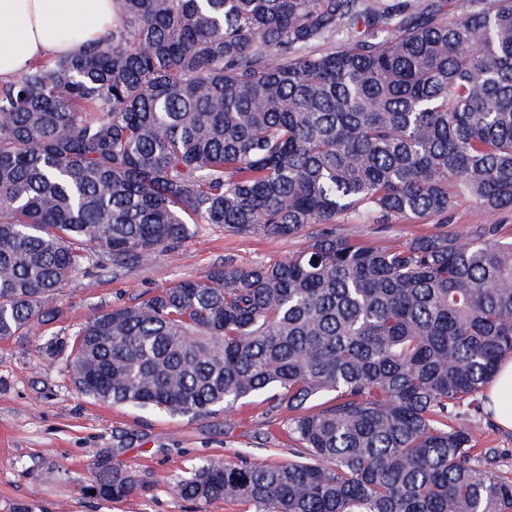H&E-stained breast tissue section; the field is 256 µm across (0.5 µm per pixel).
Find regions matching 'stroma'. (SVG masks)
<instances>
[{"mask_svg": "<svg viewBox=\"0 0 512 512\" xmlns=\"http://www.w3.org/2000/svg\"><path fill=\"white\" fill-rule=\"evenodd\" d=\"M512 236V211L492 215L473 197L458 192L447 223L399 218L377 223L368 213L353 214L336 226L338 237L383 247L401 246L421 235L469 237L484 228ZM313 227L288 237L238 236L213 224H196L178 251H161L120 275L84 264L58 297V318L27 336L0 340V512H254L244 501H216L200 507L176 492L192 465L214 462L282 464L291 460V441L253 402L230 414L189 418L152 409L112 405L81 394L64 365L47 360L40 348L54 336H71L98 312L130 306L183 279H205L214 267L271 263L305 247ZM478 447L512 450V431L492 415L460 405ZM135 442L116 459L151 484L149 492L121 501L91 498L94 464L111 447L116 432Z\"/></svg>", "mask_w": 512, "mask_h": 512, "instance_id": "1", "label": "stroma"}]
</instances>
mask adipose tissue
I'll list each match as a JSON object with an SVG mask.
<instances>
[{
    "instance_id": "adipose-tissue-1",
    "label": "adipose tissue",
    "mask_w": 512,
    "mask_h": 512,
    "mask_svg": "<svg viewBox=\"0 0 512 512\" xmlns=\"http://www.w3.org/2000/svg\"><path fill=\"white\" fill-rule=\"evenodd\" d=\"M112 0H0V84L29 65L80 55L112 29ZM496 423L512 430V356L502 358L486 387Z\"/></svg>"
}]
</instances>
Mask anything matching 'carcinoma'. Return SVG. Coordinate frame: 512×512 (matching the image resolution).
<instances>
[{
    "instance_id": "cac0c4a2",
    "label": "carcinoma",
    "mask_w": 512,
    "mask_h": 512,
    "mask_svg": "<svg viewBox=\"0 0 512 512\" xmlns=\"http://www.w3.org/2000/svg\"><path fill=\"white\" fill-rule=\"evenodd\" d=\"M112 32L0 86V339L51 323L82 263L119 272L194 224L289 237L42 347L101 402L207 417L263 397L294 459L202 463L178 484L255 512H512L501 452L451 421L512 354V240L339 238L512 210V0H113ZM344 38L328 49L336 35ZM334 394L330 400L323 395ZM84 487L150 490L112 459ZM494 226L497 236L507 239L512 236V211L491 215L473 197L460 191L448 213V224H438L427 219H393L389 224H379L369 213L352 214L335 224L336 235L346 239L362 240L383 247L401 246L421 235L446 233L469 237L484 227Z\"/></svg>"
}]
</instances>
